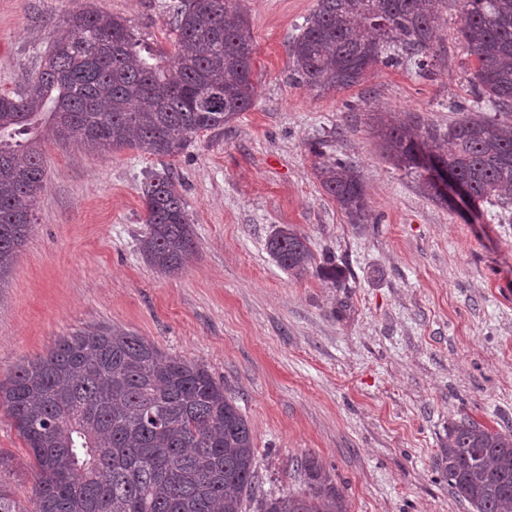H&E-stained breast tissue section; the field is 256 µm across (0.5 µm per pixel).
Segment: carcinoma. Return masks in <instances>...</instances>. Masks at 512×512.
<instances>
[{"instance_id":"obj_1","label":"carcinoma","mask_w":512,"mask_h":512,"mask_svg":"<svg viewBox=\"0 0 512 512\" xmlns=\"http://www.w3.org/2000/svg\"><path fill=\"white\" fill-rule=\"evenodd\" d=\"M461 41L476 66L474 102L512 115V0H458ZM443 0H316L288 41V72L318 90L359 84L374 63L429 70ZM172 56H144L127 20L91 7L52 33L48 55L14 97L0 94V285L33 231L47 142L74 140L105 152L136 149L158 158L183 153L198 133L249 110L258 96L255 45L232 0H189L175 8ZM461 116L440 128L374 118L386 159L441 202L417 152L427 149L468 185L474 204L512 203V120ZM312 147L316 177L351 223L368 217L356 166ZM169 170L142 186L140 251L166 274L195 251L188 206ZM267 250L299 276L314 267L336 287L334 260L316 263L306 238L283 225ZM4 410L30 448L32 508L0 482V512H349L343 489L311 455L296 461L301 487L262 489L250 424L235 396L201 364L169 357L118 326L61 337L17 364L0 383ZM448 487L472 512H512V431L461 417L448 424L442 457Z\"/></svg>"}]
</instances>
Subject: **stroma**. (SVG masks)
Listing matches in <instances>:
<instances>
[{"instance_id": "1", "label": "stroma", "mask_w": 512, "mask_h": 512, "mask_svg": "<svg viewBox=\"0 0 512 512\" xmlns=\"http://www.w3.org/2000/svg\"><path fill=\"white\" fill-rule=\"evenodd\" d=\"M179 0H90L128 20L142 47L172 54ZM256 44V104L200 132L165 161L45 145L36 222L0 287V381L61 337L118 325L169 356L205 365L246 415L265 488L297 490L312 454L350 512H471L441 465L448 423L512 429V206L473 216L424 195L382 155L378 113L444 127L471 105L473 61L458 38V0L436 30L432 74L375 64L349 89L318 93L288 79L287 44L316 0H234ZM78 0H0V92H23L50 35ZM331 141L363 177L368 224L352 226L314 175L312 145ZM172 166L196 251L175 276L139 253L141 186ZM316 257L346 265L336 288L281 269L266 242L278 226ZM348 301L350 315L333 312ZM0 481L31 495V455L0 410Z\"/></svg>"}]
</instances>
